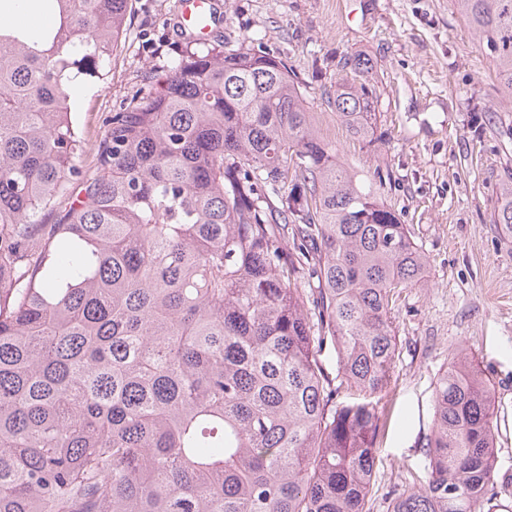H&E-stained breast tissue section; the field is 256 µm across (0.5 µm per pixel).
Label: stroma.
Listing matches in <instances>:
<instances>
[{"label": "stroma", "mask_w": 512, "mask_h": 512, "mask_svg": "<svg viewBox=\"0 0 512 512\" xmlns=\"http://www.w3.org/2000/svg\"><path fill=\"white\" fill-rule=\"evenodd\" d=\"M215 37L236 49L261 40L304 84L321 136L381 200L401 215L427 258L421 284L395 302L397 353L387 393L376 398L388 427L377 440L368 506L391 512L414 490L428 461L421 444L433 419L438 375L453 354L474 358L491 384L497 418L499 497L512 504V238L492 222L512 175V112L489 111L473 142L474 105L497 99L490 61L450 0H218ZM177 0H130L126 33L106 81L78 85L73 117L80 165L96 169L106 120L164 64L185 50ZM373 64L378 139L352 140L325 92L342 78L341 59Z\"/></svg>", "instance_id": "obj_1"}]
</instances>
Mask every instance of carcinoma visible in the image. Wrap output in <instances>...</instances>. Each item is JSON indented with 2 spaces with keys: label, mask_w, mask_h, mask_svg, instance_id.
Returning a JSON list of instances; mask_svg holds the SVG:
<instances>
[{
  "label": "carcinoma",
  "mask_w": 512,
  "mask_h": 512,
  "mask_svg": "<svg viewBox=\"0 0 512 512\" xmlns=\"http://www.w3.org/2000/svg\"><path fill=\"white\" fill-rule=\"evenodd\" d=\"M40 3L39 34L0 23V512H369L380 416L336 406L316 353L333 344L347 383L387 391L422 246L260 46L171 61L112 113L86 175L73 87L104 76L129 0ZM451 5L512 112V0ZM327 99L373 142L369 80ZM493 223L512 237V177ZM496 430L461 352L435 383L427 470L392 512H497Z\"/></svg>",
  "instance_id": "obj_1"
}]
</instances>
